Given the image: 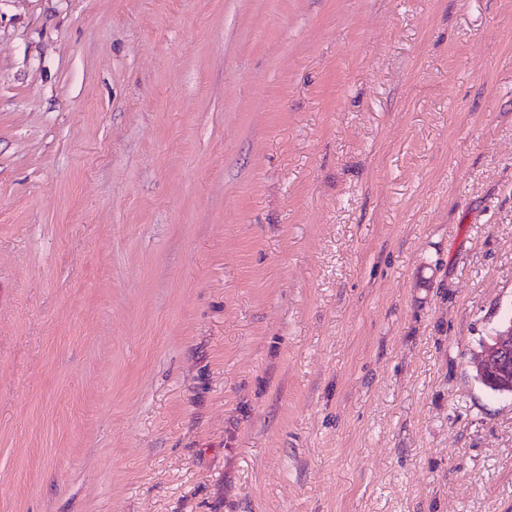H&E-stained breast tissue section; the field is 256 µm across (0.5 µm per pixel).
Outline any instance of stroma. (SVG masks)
Segmentation results:
<instances>
[{
  "mask_svg": "<svg viewBox=\"0 0 512 512\" xmlns=\"http://www.w3.org/2000/svg\"><path fill=\"white\" fill-rule=\"evenodd\" d=\"M512 0H0V512H512ZM473 367L481 372L497 367L501 375H505L512 368L511 323H505L499 328L493 337V343L478 353Z\"/></svg>",
  "mask_w": 512,
  "mask_h": 512,
  "instance_id": "35a3bbf8",
  "label": "stroma"
}]
</instances>
